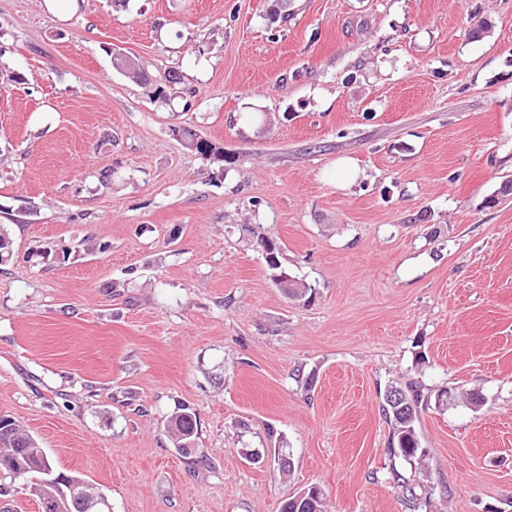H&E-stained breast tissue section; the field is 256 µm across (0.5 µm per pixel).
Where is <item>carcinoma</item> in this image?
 <instances>
[{
	"instance_id": "carcinoma-1",
	"label": "carcinoma",
	"mask_w": 512,
	"mask_h": 512,
	"mask_svg": "<svg viewBox=\"0 0 512 512\" xmlns=\"http://www.w3.org/2000/svg\"><path fill=\"white\" fill-rule=\"evenodd\" d=\"M394 387L404 391L407 412L401 415L394 410L390 403H385L383 411L391 426L388 448L390 455L412 464L423 457V450L416 431V421L420 411L428 408L432 400L438 406H446L448 398L441 392L433 397L424 392L422 385L416 382H407L403 385L396 382ZM168 428L174 435L175 448L184 452L188 450V443L191 442L197 430L196 414L192 409L183 406L171 416ZM6 437L9 438L12 445L0 446V471L16 477L21 472L26 476L36 473L40 475V478L31 486L32 495L40 501L47 497L58 496L59 486L46 483L45 477L41 476L45 463L44 449L40 448L32 437L24 434L12 420L0 424V441ZM289 512H324L323 494L318 490L311 502L304 500L297 503L291 502Z\"/></svg>"
}]
</instances>
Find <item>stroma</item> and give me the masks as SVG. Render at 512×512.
Returning a JSON list of instances; mask_svg holds the SVG:
<instances>
[{
  "label": "stroma",
  "instance_id": "35a3bbf8",
  "mask_svg": "<svg viewBox=\"0 0 512 512\" xmlns=\"http://www.w3.org/2000/svg\"><path fill=\"white\" fill-rule=\"evenodd\" d=\"M509 178L512 0H0V416L112 512H512ZM409 380L484 398L412 465ZM394 387L401 388L405 393L407 403L405 415H400L396 412L394 407L387 401V393L389 389ZM388 398L393 404H399L404 401V395L400 389H392ZM384 401L383 411L391 426L388 440L390 455L409 464L420 460L423 457V450L421 449L415 424L420 411L428 408L431 394L424 393V388L417 382H407L404 385L395 382L394 385H389L385 390ZM168 428L174 435V446L178 451H187L188 445L197 430V418L192 409L186 406L178 408L169 420Z\"/></svg>",
  "mask_w": 512,
  "mask_h": 512
}]
</instances>
